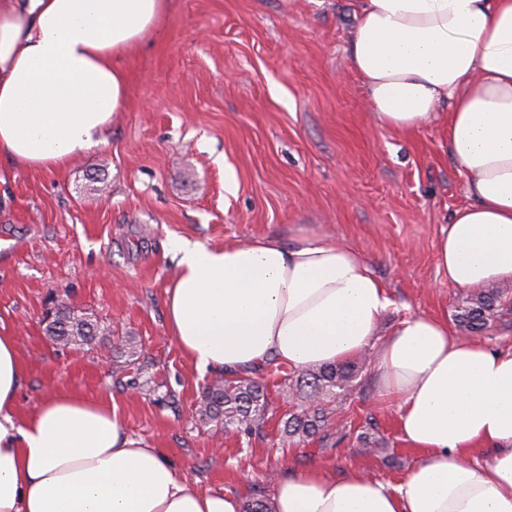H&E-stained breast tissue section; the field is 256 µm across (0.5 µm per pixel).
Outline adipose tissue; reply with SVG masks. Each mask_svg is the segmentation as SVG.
Here are the masks:
<instances>
[{
  "instance_id": "1",
  "label": "adipose tissue",
  "mask_w": 512,
  "mask_h": 512,
  "mask_svg": "<svg viewBox=\"0 0 512 512\" xmlns=\"http://www.w3.org/2000/svg\"><path fill=\"white\" fill-rule=\"evenodd\" d=\"M170 0H0V158L60 170L105 143L129 96L120 61L163 27ZM349 43L369 110L413 134L442 121L468 204L440 232L437 273L462 288L512 283V0H355ZM168 333L202 371L276 358L293 368L372 350L397 431L420 451L397 484L315 469L282 477L273 512H512V350L403 318L352 245L297 230L210 246L170 242ZM22 366L0 334V512H240L199 490L115 410L61 391L17 413Z\"/></svg>"
}]
</instances>
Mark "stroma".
<instances>
[{
	"label": "stroma",
	"mask_w": 512,
	"mask_h": 512,
	"mask_svg": "<svg viewBox=\"0 0 512 512\" xmlns=\"http://www.w3.org/2000/svg\"><path fill=\"white\" fill-rule=\"evenodd\" d=\"M353 0H172L162 33L124 58L129 100L104 145L63 170L0 160V333L15 336L20 415L56 391L115 408L126 431L171 455L204 491L273 492L274 477L362 470L395 483L418 451L366 359L328 402L331 437L280 443L288 403L252 437L194 417L198 371L169 336L171 238L206 244L288 236L298 228L355 244L393 304L380 332L414 314H455L467 289L437 273L440 228L467 202L465 178L433 123L405 136L380 127L347 56ZM135 337L139 363L104 344L54 346L43 319L57 299ZM383 439L364 453L361 433Z\"/></svg>",
	"instance_id": "stroma-1"
}]
</instances>
